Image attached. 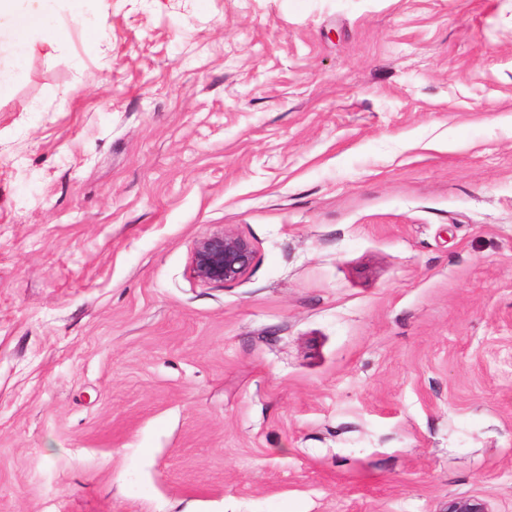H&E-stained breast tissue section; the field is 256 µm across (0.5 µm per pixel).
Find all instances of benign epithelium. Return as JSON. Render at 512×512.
<instances>
[{
	"instance_id": "1",
	"label": "benign epithelium",
	"mask_w": 512,
	"mask_h": 512,
	"mask_svg": "<svg viewBox=\"0 0 512 512\" xmlns=\"http://www.w3.org/2000/svg\"><path fill=\"white\" fill-rule=\"evenodd\" d=\"M255 260L252 244L242 236L224 229L203 235L193 248L190 266L201 283L224 286L240 280ZM448 512H489L475 500L460 499L448 504Z\"/></svg>"
}]
</instances>
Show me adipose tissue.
<instances>
[{"label": "adipose tissue", "instance_id": "ef3b65f1", "mask_svg": "<svg viewBox=\"0 0 512 512\" xmlns=\"http://www.w3.org/2000/svg\"><path fill=\"white\" fill-rule=\"evenodd\" d=\"M58 0H0V51L24 57L33 40L54 47L69 41L71 29L59 19Z\"/></svg>", "mask_w": 512, "mask_h": 512}]
</instances>
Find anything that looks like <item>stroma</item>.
Masks as SVG:
<instances>
[{"mask_svg": "<svg viewBox=\"0 0 512 512\" xmlns=\"http://www.w3.org/2000/svg\"><path fill=\"white\" fill-rule=\"evenodd\" d=\"M60 17L0 55V512H512V0ZM254 260L252 244L242 236L222 228L196 241L190 266L193 277L199 282L224 286L240 280Z\"/></svg>", "mask_w": 512, "mask_h": 512, "instance_id": "obj_1", "label": "stroma"}]
</instances>
